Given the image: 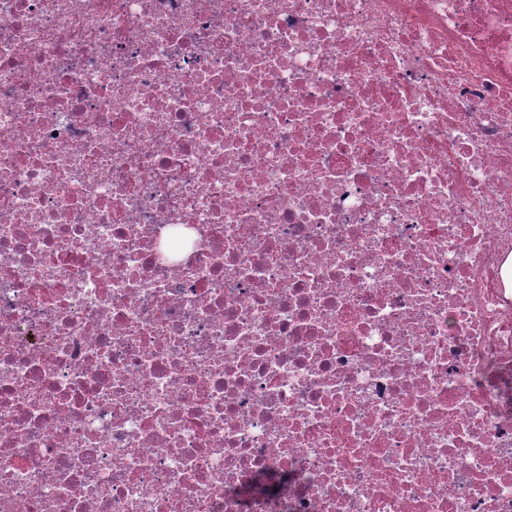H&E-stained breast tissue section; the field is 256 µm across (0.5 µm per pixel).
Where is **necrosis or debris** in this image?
<instances>
[{"label": "necrosis or debris", "mask_w": 512, "mask_h": 512, "mask_svg": "<svg viewBox=\"0 0 512 512\" xmlns=\"http://www.w3.org/2000/svg\"><path fill=\"white\" fill-rule=\"evenodd\" d=\"M0 512H512V0H0Z\"/></svg>", "instance_id": "obj_1"}]
</instances>
